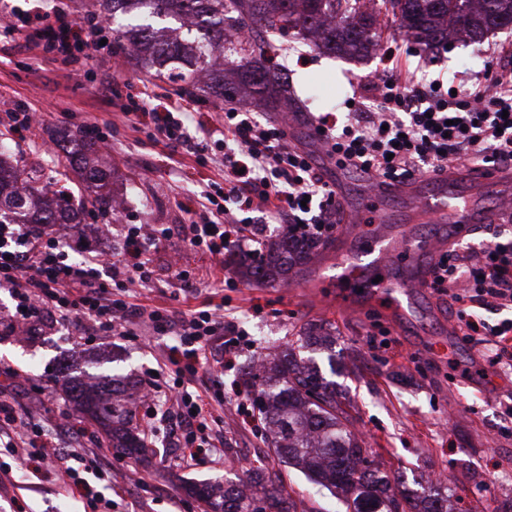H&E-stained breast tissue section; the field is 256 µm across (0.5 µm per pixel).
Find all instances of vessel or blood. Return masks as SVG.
I'll return each instance as SVG.
<instances>
[{
    "label": "vessel or blood",
    "instance_id": "vessel-or-blood-1",
    "mask_svg": "<svg viewBox=\"0 0 512 512\" xmlns=\"http://www.w3.org/2000/svg\"><path fill=\"white\" fill-rule=\"evenodd\" d=\"M493 181L501 185L503 193L512 192V170L462 174L451 167L428 179L367 186L357 201L343 202L346 226L336 237V253L341 256L351 249L359 258H370L371 263L366 267L360 263L345 267L336 282L344 293L343 300L336 303L337 309H344L347 299L362 296L390 312L398 307V286L428 287L433 267L449 240L512 216V206L507 204L494 213L482 209V191ZM392 199L404 205L410 222L447 224L449 239H416L407 235L391 238L362 230V223L369 219L377 224L387 223L386 204Z\"/></svg>",
    "mask_w": 512,
    "mask_h": 512
}]
</instances>
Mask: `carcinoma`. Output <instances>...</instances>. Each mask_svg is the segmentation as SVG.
<instances>
[{
	"label": "carcinoma",
	"mask_w": 512,
	"mask_h": 512,
	"mask_svg": "<svg viewBox=\"0 0 512 512\" xmlns=\"http://www.w3.org/2000/svg\"><path fill=\"white\" fill-rule=\"evenodd\" d=\"M360 0H97L106 21L121 19L112 51L126 54L136 69L162 79L177 76L191 93L224 101L251 99L270 112L288 99V81L271 65L277 39L296 30L310 36L327 54L365 55L377 46V15L357 7ZM400 35L425 48L445 49L458 36L478 41L512 20V0H387ZM236 82L224 84L225 62ZM96 142L64 138L58 149L67 167L92 190V204L113 210L111 174L94 161ZM31 176L12 163L0 144V223L30 224L41 232L57 224H79L81 213L63 190L37 193L27 188ZM255 251L231 252L235 273L259 285L286 284L303 277L331 240L302 241L286 235L258 238ZM297 342L328 345L331 337L307 323ZM240 384L252 416L271 438L279 462L300 469L311 482L331 491L345 512H453L448 489L409 490L403 475L386 468L355 433V418L317 365L297 358L294 348L259 367L243 371ZM71 398L109 428L112 448L136 461L146 454L127 420L123 398L101 399L80 381ZM246 484L202 483L188 488L206 512H297L298 504L266 475L247 473Z\"/></svg>",
	"instance_id": "cac0c4a2"
}]
</instances>
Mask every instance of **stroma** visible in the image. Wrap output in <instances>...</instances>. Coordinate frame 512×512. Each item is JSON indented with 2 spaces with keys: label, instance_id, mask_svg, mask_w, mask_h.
<instances>
[{
  "label": "stroma",
  "instance_id": "obj_1",
  "mask_svg": "<svg viewBox=\"0 0 512 512\" xmlns=\"http://www.w3.org/2000/svg\"><path fill=\"white\" fill-rule=\"evenodd\" d=\"M381 44L395 48L401 66L417 80L440 78L457 84L484 75L491 56H512V30L488 34L481 42H453L448 50L432 52L410 39L395 35L392 15L381 0L376 4ZM288 82L292 106L306 112H341L360 84L386 73L381 55L330 56L313 51L296 33L285 38ZM180 80H159L136 71L123 54L102 55L82 71L61 56L45 53L42 41L19 43L0 30V103H22L43 115L33 131L16 133L0 112V135L25 169H35L38 185L58 178L57 153L52 137L58 133L83 135V125L99 122V134L112 142V151L99 155V163L112 172V190L124 197L122 221L126 224H161L170 234L148 248L155 264V279L142 290L139 303L177 311L212 309L236 324L243 338L231 366L223 374L207 373L199 387L211 390L214 408L224 416V459L186 465L175 440L155 438L148 445L149 461L120 457V475L113 482H97L104 498L121 490L115 512H204L202 503L189 495L192 483L232 478L260 468L275 470L298 504V512H336L329 491L291 468L274 467L264 434L247 413L245 396L236 392L243 366L255 354H274L296 345L300 326L324 321L336 336V359L352 363V370L337 373L355 416L356 431L405 479L439 475L452 494L457 512H512V415L504 407L512 393V375L482 378V346H469L448 331L453 311L432 290L400 296L402 329L390 319L356 305L338 315L322 305L323 293L292 282L275 288L237 278L226 288L208 278L209 258L182 237V225L195 214L191 203L200 199L209 183H223L222 148L213 131L224 116L219 100L195 97L194 119L186 135L194 151L170 145L152 124L120 118L119 106L152 108L183 98ZM72 202L82 205V221L63 224L54 232L61 245L79 239L94 247L121 249L118 237L101 236L99 225L108 223L78 183L68 185ZM179 257L191 275L190 285L177 281L170 266ZM13 301L0 289V369L17 372L14 384L0 382V398L11 402L25 418L44 426L60 448L73 447L64 420L81 423L88 431L85 449L106 446L100 428L64 394L70 378L120 373L144 377L156 368L166 336L132 338L86 336L75 341L72 327L49 324L25 337L11 330ZM77 497L59 487L53 475L34 477L14 470L11 482L0 486V512H85Z\"/></svg>",
  "mask_w": 512,
  "mask_h": 512
}]
</instances>
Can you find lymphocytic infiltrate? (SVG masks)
<instances>
[{"mask_svg": "<svg viewBox=\"0 0 512 512\" xmlns=\"http://www.w3.org/2000/svg\"><path fill=\"white\" fill-rule=\"evenodd\" d=\"M39 36L46 52H76L87 61L100 51L103 29L87 16L62 24L46 19ZM312 124L326 155L366 178L402 183L461 161L512 167V64L490 59L483 80L466 88L419 83L394 68L363 87L351 112H327ZM221 141L224 184L205 192L198 221L183 229L192 247L213 258V277L224 271L227 248L256 235L255 213L286 224L297 237L334 235L340 213L336 183L309 152L289 142L285 122L259 120L235 105L224 111ZM167 234L162 227L126 225L123 251L103 272L96 258L70 260L49 233L0 224V288L9 290L13 321L21 329L49 313L95 336L175 335L165 372L154 377L151 388L155 397L170 402L172 433L184 461L194 462L223 440L224 431L205 394L192 385L211 367L208 353L215 338L233 332L234 323L209 310L177 312L135 304V287L153 282L143 258L146 246ZM431 287L454 307L464 342H489L481 376L499 374L512 361V318L492 325L477 312L512 308V239L448 249L434 267ZM0 445L35 474L53 457L44 430L25 422L2 400ZM55 459L53 474L72 493L112 508V500H100L90 483L107 477V470L78 451Z\"/></svg>", "mask_w": 512, "mask_h": 512, "instance_id": "1", "label": "lymphocytic infiltrate"}]
</instances>
